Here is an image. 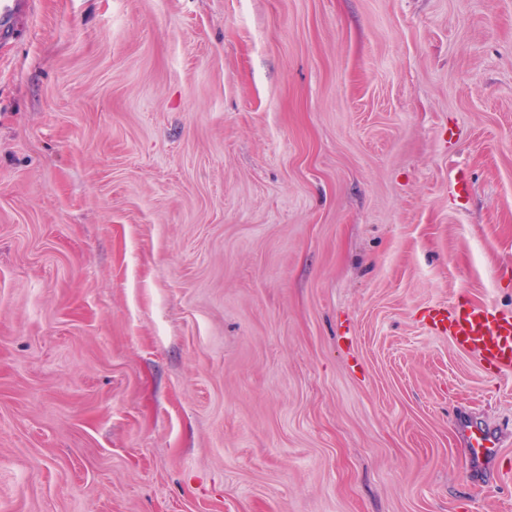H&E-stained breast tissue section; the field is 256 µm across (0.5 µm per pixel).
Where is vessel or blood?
Here are the masks:
<instances>
[{
    "instance_id": "vessel-or-blood-1",
    "label": "vessel or blood",
    "mask_w": 512,
    "mask_h": 512,
    "mask_svg": "<svg viewBox=\"0 0 512 512\" xmlns=\"http://www.w3.org/2000/svg\"><path fill=\"white\" fill-rule=\"evenodd\" d=\"M28 0H0V40L11 38ZM423 320L436 333L450 337L476 361L498 370L512 369V315L485 305H432ZM468 458V479L480 485L495 471L500 457L496 432L468 416L455 420Z\"/></svg>"
}]
</instances>
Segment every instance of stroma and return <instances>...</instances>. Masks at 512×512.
<instances>
[{
	"label": "stroma",
	"mask_w": 512,
	"mask_h": 512,
	"mask_svg": "<svg viewBox=\"0 0 512 512\" xmlns=\"http://www.w3.org/2000/svg\"><path fill=\"white\" fill-rule=\"evenodd\" d=\"M440 303L512 313V0H31L0 41V512H512V369ZM422 318L476 361L498 370L512 369L511 314L485 304H438L427 307ZM455 428L466 448L468 480L478 486L496 469L500 457L497 434L463 414L456 418Z\"/></svg>",
	"instance_id": "stroma-1"
}]
</instances>
